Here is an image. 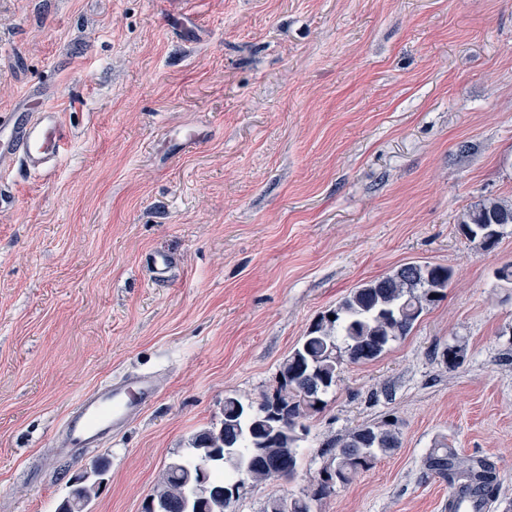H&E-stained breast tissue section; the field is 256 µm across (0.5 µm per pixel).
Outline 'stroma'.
I'll return each instance as SVG.
<instances>
[{"label":"stroma","mask_w":512,"mask_h":512,"mask_svg":"<svg viewBox=\"0 0 512 512\" xmlns=\"http://www.w3.org/2000/svg\"><path fill=\"white\" fill-rule=\"evenodd\" d=\"M35 88L67 146L0 170V512H56L96 459L89 512H142L225 397L273 394L321 315L410 262L452 269L445 298L345 367L294 480L232 510L301 496L325 448L394 417L398 448L313 512H446L423 471L441 443L492 461L512 512V234L486 251L458 228L512 202V0H0V113ZM144 373L145 409L70 445L84 392Z\"/></svg>","instance_id":"obj_1"}]
</instances>
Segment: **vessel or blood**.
Returning <instances> with one entry per match:
<instances>
[{
	"instance_id": "vessel-or-blood-1",
	"label": "vessel or blood",
	"mask_w": 512,
	"mask_h": 512,
	"mask_svg": "<svg viewBox=\"0 0 512 512\" xmlns=\"http://www.w3.org/2000/svg\"><path fill=\"white\" fill-rule=\"evenodd\" d=\"M66 142L57 112L33 90L21 115L0 119V168L14 160L30 170H42L61 155ZM155 395V381L143 374L134 381L116 380L83 394L70 412V428L91 442L109 429L122 426Z\"/></svg>"
}]
</instances>
